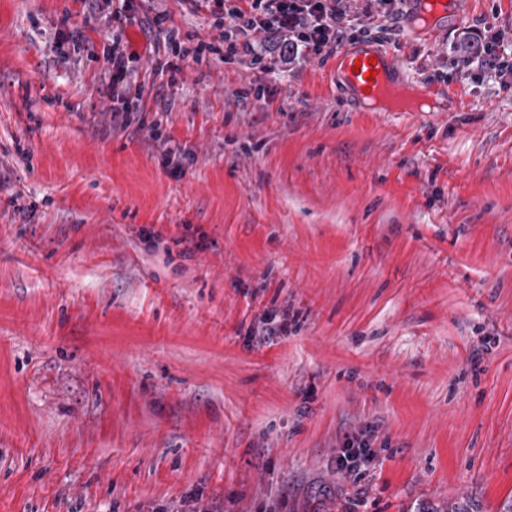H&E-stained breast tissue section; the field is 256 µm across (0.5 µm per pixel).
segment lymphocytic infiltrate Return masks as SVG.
Segmentation results:
<instances>
[{"label":"lymphocytic infiltrate","mask_w":512,"mask_h":512,"mask_svg":"<svg viewBox=\"0 0 512 512\" xmlns=\"http://www.w3.org/2000/svg\"><path fill=\"white\" fill-rule=\"evenodd\" d=\"M88 2L105 23L101 82L111 101L112 130L144 133L165 143L160 121L146 117L136 67L139 53L125 38L126 25L135 23L162 37L165 56L155 61L157 73L170 69L175 56L199 64L216 55L267 74L289 71L309 55L330 57L347 40L396 41L404 0H185L191 11H208L219 32L217 40L191 47L182 44L168 11L140 14L136 0ZM465 61L477 64L499 87L512 89V39L493 25L474 28Z\"/></svg>","instance_id":"1"}]
</instances>
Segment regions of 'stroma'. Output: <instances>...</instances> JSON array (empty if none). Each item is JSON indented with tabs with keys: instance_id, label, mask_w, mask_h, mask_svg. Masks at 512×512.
<instances>
[{
	"instance_id": "stroma-1",
	"label": "stroma",
	"mask_w": 512,
	"mask_h": 512,
	"mask_svg": "<svg viewBox=\"0 0 512 512\" xmlns=\"http://www.w3.org/2000/svg\"><path fill=\"white\" fill-rule=\"evenodd\" d=\"M401 37L456 112H365L333 59L152 72L111 132L81 0H0V512H416L512 497V90ZM81 29L60 54L62 31ZM206 247L183 252L182 237ZM287 314L267 335L262 316ZM372 458L347 472L344 441Z\"/></svg>"
}]
</instances>
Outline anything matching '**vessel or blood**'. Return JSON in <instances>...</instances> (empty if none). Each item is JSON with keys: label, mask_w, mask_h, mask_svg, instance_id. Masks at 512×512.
<instances>
[{"label": "vessel or blood", "mask_w": 512, "mask_h": 512, "mask_svg": "<svg viewBox=\"0 0 512 512\" xmlns=\"http://www.w3.org/2000/svg\"><path fill=\"white\" fill-rule=\"evenodd\" d=\"M407 32L411 37L447 30L449 16L464 17L467 0H407ZM336 72L356 98H378L391 81L403 80L396 58L375 43L347 45L336 56Z\"/></svg>", "instance_id": "1"}]
</instances>
